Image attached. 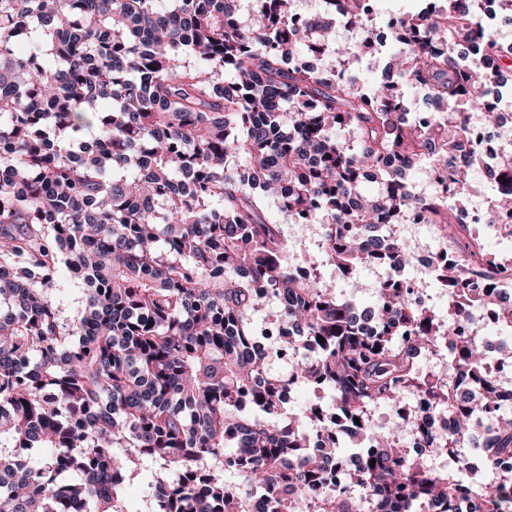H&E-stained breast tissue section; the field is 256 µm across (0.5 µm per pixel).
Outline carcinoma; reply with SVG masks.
Returning <instances> with one entry per match:
<instances>
[{
    "label": "carcinoma",
    "instance_id": "obj_1",
    "mask_svg": "<svg viewBox=\"0 0 512 512\" xmlns=\"http://www.w3.org/2000/svg\"><path fill=\"white\" fill-rule=\"evenodd\" d=\"M340 2L366 30L375 0ZM486 9L512 24V0H435L394 17L408 42L367 91L339 73L369 38L338 53L336 16L298 21L294 0H255L243 23L238 0H0V512H149L125 500L144 475L167 512H253L258 498L270 512H362L376 496L461 512L464 471L431 472L402 448L419 420L381 430L367 419L413 393L455 416L458 459L467 440L481 452L492 480L472 482L479 512L512 505V414L480 444L471 423L498 408L420 370L421 350L457 336L458 321L382 283L363 308L321 285L328 266L411 263L415 247L381 228L387 215L418 210L452 242L467 234L456 204L471 170L458 160L465 112L494 126L512 96V47ZM312 41L326 46L316 66L300 58ZM405 85L427 89L437 111L404 117ZM424 161L448 173L429 199L405 179ZM364 176L376 194L359 192ZM271 202L288 223L324 225L306 253L315 276L283 263ZM502 214L512 194L486 223ZM472 255L485 265L448 266L434 282H454L458 311L498 297L511 321L508 274L483 249ZM62 265L79 284L70 315ZM277 301L273 318L296 330L299 356L284 376L260 331ZM454 353L492 390L480 339L462 337ZM292 382L329 388L351 443L375 445L351 475L359 496L333 488L331 459L308 452L318 430L306 416L281 418L278 392ZM184 470L200 476L170 485Z\"/></svg>",
    "mask_w": 512,
    "mask_h": 512
}]
</instances>
